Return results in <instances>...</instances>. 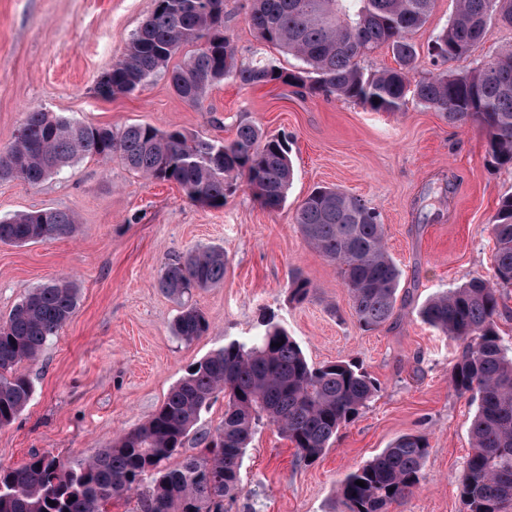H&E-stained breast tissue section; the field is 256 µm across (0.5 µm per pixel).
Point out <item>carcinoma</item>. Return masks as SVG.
Wrapping results in <instances>:
<instances>
[{
    "label": "carcinoma",
    "instance_id": "1",
    "mask_svg": "<svg viewBox=\"0 0 512 512\" xmlns=\"http://www.w3.org/2000/svg\"><path fill=\"white\" fill-rule=\"evenodd\" d=\"M433 8L434 0H254L250 22L259 38L304 63L287 72L268 63H239L224 36V0H155L127 51L96 81L95 92L102 98L131 94L182 45L201 41L199 51L169 73L173 91L191 106H202L209 89L226 78L243 87L295 86L375 112L402 111L412 91L419 106L448 123L482 129L496 163L512 165V49L467 73L445 68L469 56L493 25H512V0H456L454 14L428 48L436 72L420 77L410 35ZM380 47L391 50L397 66L365 71L361 59ZM85 156H117L128 169L175 183L191 201L215 208L224 206L229 181L239 178L261 204L278 209L293 179L288 138L265 136L253 123L239 124L226 142L150 124H83L32 107L13 144L0 151V181L37 185ZM294 223L336 265L360 327L387 323L401 272L387 253L379 213L336 187H319L299 204ZM77 228L68 209L20 212L0 219V242L67 238ZM491 232L492 276L437 294L418 312L423 323L460 342L449 383L478 402L463 483L465 512H512V350L502 345L497 326L502 291L512 288V195L501 198ZM224 266V249L198 248L166 264L158 285L180 302L220 284ZM312 291L308 279H291V301L302 303ZM77 302L71 283H45L0 322V428L33 395L31 382L15 367L38 358ZM259 325L256 335L227 341L192 364L151 418L111 447L76 462L33 453L19 467L0 468V512H112L115 502L132 495L137 512H225L224 501L239 491L246 448L264 424L276 426L301 461L318 460L339 429L368 406L377 382L351 361L310 364L272 315H262ZM209 328L201 309L185 305L173 332L189 343ZM220 393L221 424L195 430ZM188 443L195 452L184 451ZM427 453L424 437L403 435L348 473L338 488L346 512H387L404 502L420 484ZM176 456L181 460L173 465Z\"/></svg>",
    "mask_w": 512,
    "mask_h": 512
}]
</instances>
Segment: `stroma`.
I'll return each instance as SVG.
<instances>
[{"label": "stroma", "mask_w": 512, "mask_h": 512, "mask_svg": "<svg viewBox=\"0 0 512 512\" xmlns=\"http://www.w3.org/2000/svg\"><path fill=\"white\" fill-rule=\"evenodd\" d=\"M154 3L0 0V151L34 106L85 124L147 123L220 141L250 122L264 135L287 136L294 164L288 197L272 211L240 184L223 207L207 208L176 184L93 157L37 185L0 182V216L63 208L79 222L70 238L0 243V320L48 281L68 280L78 290L75 313L37 360L16 368L33 395L0 429V465L17 467L44 451L70 462L111 447L151 417L191 364L254 334L267 314L311 364L356 361L378 390L312 464L300 461L274 426L259 428L243 459L242 492L226 501L227 512H344L339 481L407 434L428 440L424 479L387 512H464L460 491L477 405L448 383L461 344L421 322L417 310L440 291L491 274L489 223L501 196L512 193V167L492 163L479 128L450 124L412 101L401 112H374L333 95L226 79L210 89L203 108L192 107L168 78L195 52L192 44L140 90L100 98L96 79L126 52ZM251 7L252 0H224V34L239 61L301 68L298 58L258 38ZM319 186L357 196L381 214L402 276L395 315L377 330L359 327L336 267L293 222L296 207ZM208 245L224 249V280L191 297L210 329L186 344L172 331L181 305L161 292L157 278L176 255ZM296 275L313 286L300 304L287 292Z\"/></svg>", "instance_id": "35a3bbf8"}]
</instances>
